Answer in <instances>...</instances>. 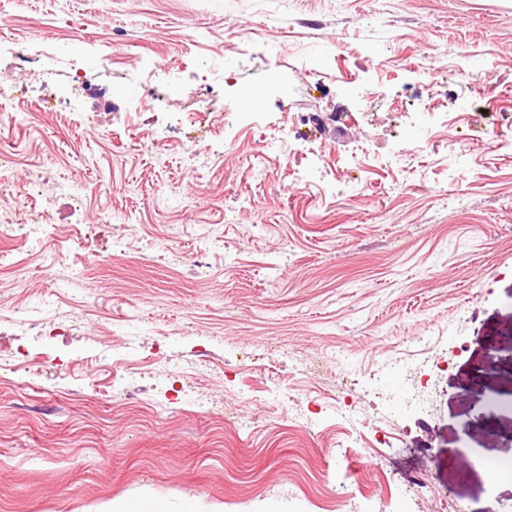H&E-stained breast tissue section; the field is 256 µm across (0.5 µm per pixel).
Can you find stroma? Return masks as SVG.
<instances>
[{"label":"stroma","instance_id":"obj_1","mask_svg":"<svg viewBox=\"0 0 512 512\" xmlns=\"http://www.w3.org/2000/svg\"><path fill=\"white\" fill-rule=\"evenodd\" d=\"M0 11V80L17 47L31 55L30 114L0 129L20 155L9 189L54 192L50 218L16 227L28 264L0 268V362L26 353L0 370V512H512V479L462 466L512 460V0ZM349 72L379 74L373 93L403 111L366 113ZM277 85L259 128L225 126ZM433 114L452 118L435 129L451 149L413 153ZM283 134L316 150L326 193L288 157L244 178ZM380 143L408 149L403 170L358 166ZM203 226L228 259L191 265ZM48 294L43 325L19 320ZM432 335L449 368L427 386L387 368ZM130 356L152 373L112 380ZM400 392L422 406L387 425Z\"/></svg>","mask_w":512,"mask_h":512}]
</instances>
